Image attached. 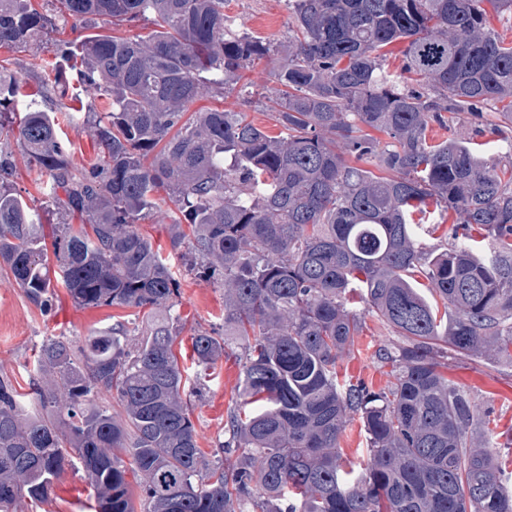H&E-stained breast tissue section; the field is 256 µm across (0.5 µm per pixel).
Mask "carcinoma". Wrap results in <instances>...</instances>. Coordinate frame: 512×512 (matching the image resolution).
Listing matches in <instances>:
<instances>
[{"label":"carcinoma","mask_w":512,"mask_h":512,"mask_svg":"<svg viewBox=\"0 0 512 512\" xmlns=\"http://www.w3.org/2000/svg\"><path fill=\"white\" fill-rule=\"evenodd\" d=\"M55 2L44 13L0 0V46L98 16L158 30L62 45L95 117L88 169L72 164L49 111H18L17 78L0 65V136L48 176V205L81 221L55 225L50 272L40 214L9 188L0 150V266L44 313L56 278L75 305L134 308L141 323L109 327L77 352L44 341L34 414L0 379V512L45 502L68 467L95 488V512H135L133 482L142 512H512V487L472 434L477 411L440 362L512 347V176L453 129L466 115L481 122L475 137L512 124V39L483 7L512 19V0H288L285 43L239 32L224 0ZM397 41L403 79L382 53ZM262 57L273 61L266 100L279 134L231 109L186 116ZM434 124L447 139L429 141ZM165 198L172 248L224 288V332L245 342L241 395L258 404L230 417L204 473L174 351L179 281L137 227ZM430 201L459 229L439 253L416 232ZM475 226L488 240L472 238ZM356 293L408 339L389 356L383 392L338 380L359 330L347 307ZM224 344L223 332L194 331L201 366ZM352 412L370 448L360 475L339 448ZM232 446L248 453L226 467Z\"/></svg>","instance_id":"carcinoma-1"}]
</instances>
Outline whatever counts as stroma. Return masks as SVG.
Returning a JSON list of instances; mask_svg holds the SVG:
<instances>
[{"instance_id":"stroma-1","label":"stroma","mask_w":512,"mask_h":512,"mask_svg":"<svg viewBox=\"0 0 512 512\" xmlns=\"http://www.w3.org/2000/svg\"><path fill=\"white\" fill-rule=\"evenodd\" d=\"M224 13L234 20L238 29L248 35L272 42L287 39L292 15L287 0H224ZM70 29L31 42L16 49L0 47V63L17 73L20 106L50 109L53 97L50 88L58 75L56 68L59 40L73 39ZM268 59L256 60L243 71L239 82L225 96H207L195 101L193 110L214 108L243 110L255 125L272 129L273 121L265 96L270 88ZM61 137L73 164L88 168L98 157L92 137L93 116L87 112L55 115ZM14 191L27 204L39 211L43 223L55 224L59 218L46 211L47 198L43 187L45 176L30 165L21 153H14ZM141 233L151 239L169 262L180 281V313L186 325L175 344L181 366L200 374L202 396L196 401L192 421L199 447L211 453L231 411L244 410L241 397L243 342L239 337L226 339L223 357L206 369L194 363L192 335L197 328L224 327V291L209 279L186 272L178 251L171 247L168 225L148 218L140 221ZM58 305L52 315H44L28 299L6 272L0 270V376L7 377L18 394L28 395L34 378V354L42 342L60 338L82 348L91 336L116 320H134V310L121 307L79 308L64 288L56 290ZM361 314V327L354 345L340 367V374L353 385L373 390L387 387L391 366L381 357L382 349L403 345L404 339L390 326L369 312L363 302H356ZM447 375L470 395L480 415L494 420L491 442L504 474L512 473V351L497 355H474L448 360ZM92 489L82 472L65 470L52 497L35 507L33 512H92Z\"/></svg>"}]
</instances>
